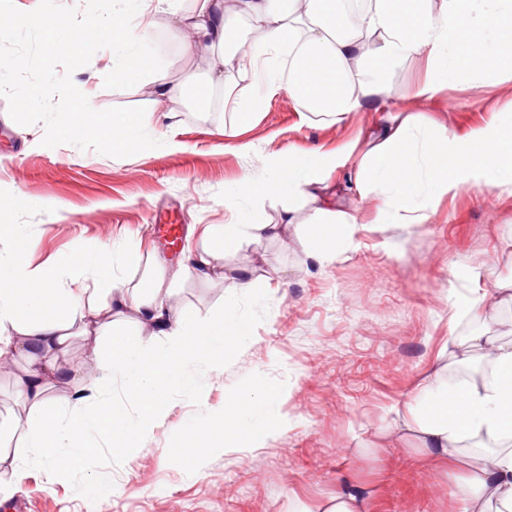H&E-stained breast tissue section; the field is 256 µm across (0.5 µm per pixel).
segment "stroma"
Here are the masks:
<instances>
[{
  "label": "stroma",
  "instance_id": "obj_1",
  "mask_svg": "<svg viewBox=\"0 0 512 512\" xmlns=\"http://www.w3.org/2000/svg\"><path fill=\"white\" fill-rule=\"evenodd\" d=\"M149 57L176 84L207 82L212 52L164 49L168 15H157ZM428 68L419 54L395 69L382 104L341 123L305 115L280 92L248 125L230 115L195 111L182 98L159 99L147 78L112 72L105 51L77 69L96 109L144 107V126L161 147L114 158L70 144L43 146L44 127L22 126L0 98L1 224L22 237L0 248L25 253L93 287L92 268L73 269L82 252L140 246L141 268L161 277L177 312L202 318L234 304L254 324L252 337L219 369L198 364L201 389L172 394L165 414L133 449L116 456L97 435L96 450L57 474L30 466L32 449L15 439L0 450V512H303L350 483L369 496V512H457L451 487L434 466L419 463L389 426V409L438 360L449 339L482 331L512 340V306L476 320L458 307L471 289L512 284V193L465 188L443 198L424 224L374 223L377 202L351 192L349 169L329 174L341 205L359 217L350 247L328 265L310 258L297 238L311 206L271 198L264 213L278 219L295 209V223L278 239L252 240L226 253L210 276L182 273L186 250H199L211 224H244V199L224 204L243 176L270 178L271 157L291 149L332 151L375 128L389 112L426 113L435 126L465 133L494 113H512V80L475 74L441 99L412 97ZM178 225L184 248L172 251L157 224ZM251 272L255 290L235 295L238 271ZM276 384L279 431L260 447H188L187 433L209 424L226 395ZM106 475L114 489L96 481Z\"/></svg>",
  "mask_w": 512,
  "mask_h": 512
}]
</instances>
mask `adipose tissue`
Here are the masks:
<instances>
[{
    "label": "adipose tissue",
    "instance_id": "1",
    "mask_svg": "<svg viewBox=\"0 0 512 512\" xmlns=\"http://www.w3.org/2000/svg\"><path fill=\"white\" fill-rule=\"evenodd\" d=\"M120 2L100 24L109 34L113 71L148 75L158 98L185 96V87L170 82L165 72L147 69L139 51L147 31L129 27L130 17L147 16L153 0ZM506 2L448 0L435 14L427 0H376L355 26L340 13L339 0H198L194 13L172 12L170 25L185 33V50L202 43L232 48L257 89L252 96L235 95L219 56L200 87L202 105L223 89L225 106L242 125L267 97L284 90L311 113L340 123L381 99L390 71L423 50L431 73L412 90L420 99L433 100L448 84L468 82V71L459 67L463 58L470 69L512 74V22L498 18ZM231 10L259 24L263 41L247 43L226 21ZM353 153L350 147L295 153L274 160L268 179L243 177L224 203L253 202L250 222L208 230L207 247L186 255L184 271L209 275L216 261L243 242L280 237L293 223L294 210L285 208L278 221L268 220L261 206L271 197L316 201L303 242L321 261L335 260L352 240L358 219L327 196L325 176L346 166ZM355 186L359 194L378 199V224L426 223L440 198L464 188L512 191V114L495 116L462 136L431 127L420 115L393 117L372 135L357 164ZM141 258L132 246L118 253L104 250L91 262L80 253L72 256L73 267H93L106 289L107 300L98 304L85 302L82 289L65 286L58 269L7 255L12 276L0 280V347L27 363L19 396L36 413L23 435L26 447L37 451L32 465L68 471L92 453L86 441L91 430L103 433L114 453L136 447L171 394L197 391L198 360L224 361L250 336V320L231 308L202 320L173 313L161 282L139 278ZM127 309L154 328L161 347L149 348L125 331L120 317ZM103 319L110 325L109 360L94 371L69 365L65 354L72 330L88 334ZM476 351L489 354L488 370L473 372ZM116 377L125 391L119 400L109 389ZM61 384L73 386L75 396L51 397ZM89 386L102 393L91 406L83 396ZM280 397L275 385L231 396L219 414L222 447H258L276 428L273 407ZM395 414L398 428L414 443L413 454L451 478L458 512H486L490 502L496 512H512V341L477 333L452 342L445 362L413 387Z\"/></svg>",
    "mask_w": 512,
    "mask_h": 512
}]
</instances>
